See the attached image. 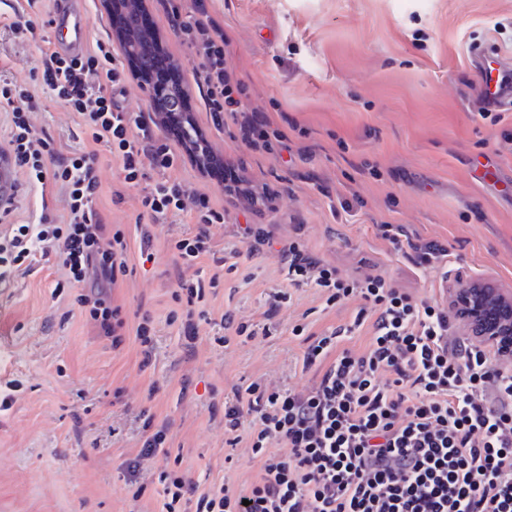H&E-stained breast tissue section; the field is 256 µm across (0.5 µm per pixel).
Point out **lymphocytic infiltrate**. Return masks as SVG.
Listing matches in <instances>:
<instances>
[{
    "mask_svg": "<svg viewBox=\"0 0 512 512\" xmlns=\"http://www.w3.org/2000/svg\"><path fill=\"white\" fill-rule=\"evenodd\" d=\"M167 9L183 44L201 59L194 79L205 91L213 126L232 122L237 139L255 152L286 150L287 131L265 113L245 108L248 88L224 54V29L205 0H192L188 12L170 0ZM131 75L154 88L163 135L153 133L144 115L119 105L116 95ZM41 77L93 141L106 143L125 184L141 187L140 206L148 218L139 227L142 261L152 258L150 224L189 214L192 230L167 241L178 261L169 320L179 323L188 340H197L198 322L208 314L207 288L237 272L243 254L277 253L287 286L269 294L261 321L243 322L225 311L221 344L272 335L277 316L299 288L317 289L329 307L360 302L351 323L318 332L302 324L292 328V335L305 339L302 365L315 372L312 386L296 391L255 380L234 388L225 401L224 432L231 445L250 448L258 464L253 481L239 490L224 484L202 490L188 475L162 473L166 512H179L189 497L196 512H512V366L491 346L455 335L444 300L402 288L375 267L341 275L309 248L301 224L285 237L269 224L237 226L233 235L240 248L220 255L211 228L224 223V210L213 207L206 193L157 177L176 162L175 145L184 146L202 174L223 183L232 206L259 213L270 207L272 195L241 164L216 159L203 139L187 138L192 107L173 64L125 69L99 43L80 56L45 52ZM0 103L11 109L0 153L12 157L29 185L60 186L68 206L62 224L46 215L20 223L13 219L15 202L0 206V278L57 259L67 286L77 291L75 305L99 335L117 347L131 331L152 350L150 315L129 328L113 297L131 268L124 230L103 223L95 208L96 153L66 150L39 135L32 115L41 105L27 88L0 78ZM379 231L419 271L448 262L447 248L413 238L403 225L386 222ZM201 258L215 266L210 278L194 270ZM359 332L368 337L363 350L341 348L344 337ZM171 428L166 418L141 420L142 447L125 463L130 477H138L145 463L167 459ZM276 445L285 446L287 455L273 454Z\"/></svg>",
    "mask_w": 512,
    "mask_h": 512,
    "instance_id": "obj_1",
    "label": "lymphocytic infiltrate"
}]
</instances>
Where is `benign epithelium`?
<instances>
[{
    "label": "benign epithelium",
    "instance_id": "obj_1",
    "mask_svg": "<svg viewBox=\"0 0 512 512\" xmlns=\"http://www.w3.org/2000/svg\"><path fill=\"white\" fill-rule=\"evenodd\" d=\"M126 55L141 61L142 48L134 33L121 36ZM448 307L456 314L465 335L479 342L498 344L512 336V293L489 280H469L448 289Z\"/></svg>",
    "mask_w": 512,
    "mask_h": 512
}]
</instances>
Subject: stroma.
I'll use <instances>...</instances> for the list:
<instances>
[{"mask_svg":"<svg viewBox=\"0 0 512 512\" xmlns=\"http://www.w3.org/2000/svg\"><path fill=\"white\" fill-rule=\"evenodd\" d=\"M56 0H0V76L43 103L37 132L66 148L98 153L104 223L122 225L135 272L116 290L130 325L150 312L154 349L144 356L134 336L120 347L97 334L70 294L54 296L64 277L56 263L0 282V382L16 380L0 411V512H163L161 469L191 472L201 488L247 485L257 473L245 448L231 447L211 419L237 385L262 378L301 389L304 345L294 324L313 329L350 321L358 303L326 310L315 289L298 291L279 315L275 335L229 346L216 343L225 310L258 321L267 294L284 283L269 254L249 260L251 283L226 280L211 295L194 356H186L173 307L169 235L189 215L154 226V259L140 263L139 191L123 184L119 163L93 143L77 117L41 80V58L52 38ZM224 28V53L248 86V108L300 129L288 153H254L215 128L205 92L193 77L200 59L177 37L162 0H143L158 38L183 77L195 125L210 150L243 160L250 175L276 192L274 210L255 216L230 210L231 224H272L287 235L305 224L308 245L350 274L366 259L419 295L456 278H483L512 289V107L500 118L484 112L481 75L472 49L512 56V0H207ZM35 22L34 36L14 33L18 16ZM165 179L226 205L217 179L180 155ZM17 219L67 217L58 187L22 185ZM352 204L344 212L342 204ZM405 225L447 246V269L418 273L381 238L379 223ZM169 418L170 463L151 465L135 500L124 462L140 447L136 416Z\"/></svg>","mask_w":512,"mask_h":512,"instance_id":"obj_1","label":"stroma"}]
</instances>
